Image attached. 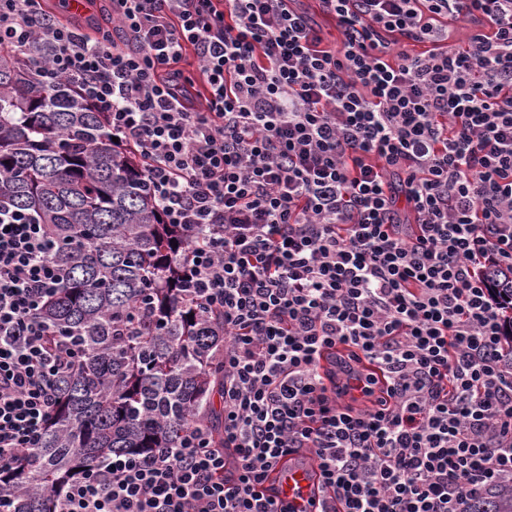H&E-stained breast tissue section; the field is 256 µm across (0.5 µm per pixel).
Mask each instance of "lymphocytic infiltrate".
Listing matches in <instances>:
<instances>
[{
  "label": "lymphocytic infiltrate",
  "instance_id": "f902f5d3",
  "mask_svg": "<svg viewBox=\"0 0 512 512\" xmlns=\"http://www.w3.org/2000/svg\"><path fill=\"white\" fill-rule=\"evenodd\" d=\"M43 2L0 0V50L107 113L196 240L182 294L224 319L223 443L112 456L54 512H297L263 488L300 453L318 512H474L512 481V0H320L334 50L297 0H108L120 47ZM49 250L0 200L3 466L74 360L36 316Z\"/></svg>",
  "mask_w": 512,
  "mask_h": 512
}]
</instances>
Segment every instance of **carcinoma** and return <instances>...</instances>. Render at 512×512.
I'll return each mask as SVG.
<instances>
[{"mask_svg": "<svg viewBox=\"0 0 512 512\" xmlns=\"http://www.w3.org/2000/svg\"><path fill=\"white\" fill-rule=\"evenodd\" d=\"M0 199L36 218L60 283L36 312L77 361L55 379L38 447L0 477L12 512H53L72 477L116 453L173 445L195 422L221 435L224 321L179 292L190 240L164 224L131 148L69 82L25 77L0 51ZM480 512H512V485Z\"/></svg>", "mask_w": 512, "mask_h": 512, "instance_id": "cac0c4a2", "label": "carcinoma"}]
</instances>
